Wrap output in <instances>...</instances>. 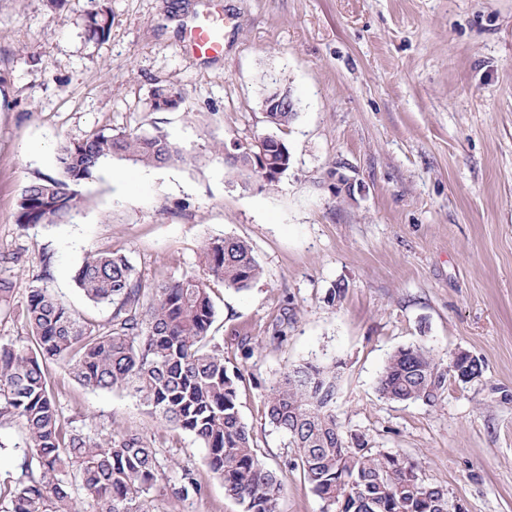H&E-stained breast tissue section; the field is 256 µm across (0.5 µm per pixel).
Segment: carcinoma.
<instances>
[{
  "instance_id": "cac0c4a2",
  "label": "carcinoma",
  "mask_w": 512,
  "mask_h": 512,
  "mask_svg": "<svg viewBox=\"0 0 512 512\" xmlns=\"http://www.w3.org/2000/svg\"><path fill=\"white\" fill-rule=\"evenodd\" d=\"M110 27L108 12H88L89 37L103 40ZM183 101L180 90L158 86L151 107L168 111ZM269 116L270 127L279 131L297 112L281 107ZM213 150L242 182L260 165L267 171L257 180L261 186L277 182L276 174L290 164L284 144L222 141ZM115 159L161 168L191 164L196 155L159 130H98L66 140L58 148L55 175H39L24 187L16 223L67 221L90 202L78 187ZM202 265L200 273L148 288L126 255L110 249L89 253L75 283L88 300L112 307L96 325L46 289L29 288L22 312L27 336L0 345V423L22 426L29 459L15 485L0 494V512H76L80 495L90 512H157L153 493L165 471L154 441L128 429L100 436L63 429L49 361L86 389L133 391L165 425L204 445L210 471L244 512H277L281 479L258 458L239 409L243 374L226 365L212 335L213 289L246 290L262 269L250 243L236 237L208 240ZM343 369L340 360L291 365L266 390L265 419L296 449L292 466L336 512H448L447 490L425 482L414 463L369 446L365 434L348 433L336 422L331 407ZM446 381L431 349L410 346L389 358L378 392L386 400L433 405ZM202 493L201 481L186 470L172 496L186 500Z\"/></svg>"
}]
</instances>
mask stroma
<instances>
[{"label":"stroma","mask_w":512,"mask_h":512,"mask_svg":"<svg viewBox=\"0 0 512 512\" xmlns=\"http://www.w3.org/2000/svg\"><path fill=\"white\" fill-rule=\"evenodd\" d=\"M108 37L89 39L90 0H0V344L23 339L30 286L82 318L73 276L112 249L156 285L202 269L212 238L248 241L262 267L250 289H217L212 332L244 375L240 412L282 481L278 512H324L291 468L295 450L266 423L263 395L285 367L345 364L333 412L371 446L417 464L468 512H512V0H105ZM222 14L224 54L187 52V29ZM279 79L298 102L282 132L278 183L243 186L215 157L221 141L269 132L259 98ZM179 89L157 112L152 92ZM161 129L194 149L191 166L113 161L82 185L92 205L68 223L15 222L23 187L55 171L57 148L95 130ZM48 278H41L42 268ZM339 297H331L334 288ZM286 320L272 344V326ZM252 357H244L242 339ZM423 345L441 366L458 351L479 378H448L435 405L381 398L398 349ZM64 427L131 429L155 440L167 483L191 469L202 496L162 512H243L192 436L166 427L129 391H91L58 366ZM21 428L0 425V483L25 463ZM184 101L180 90L170 86L156 87L152 93L151 107L154 111H168L180 106Z\"/></svg>","instance_id":"obj_1"}]
</instances>
